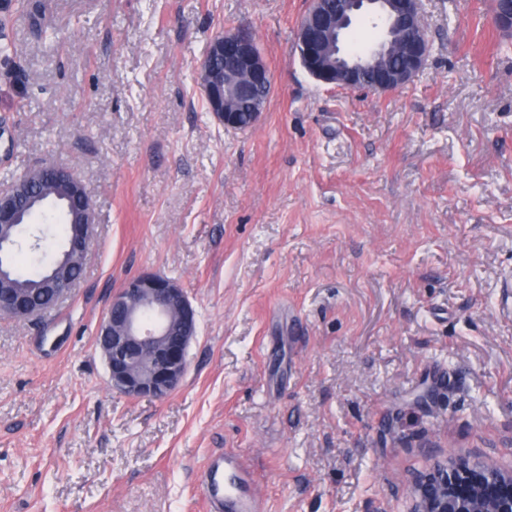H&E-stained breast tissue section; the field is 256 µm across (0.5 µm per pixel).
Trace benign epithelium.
Listing matches in <instances>:
<instances>
[{"label": "benign epithelium", "instance_id": "obj_1", "mask_svg": "<svg viewBox=\"0 0 512 512\" xmlns=\"http://www.w3.org/2000/svg\"><path fill=\"white\" fill-rule=\"evenodd\" d=\"M427 0H344L334 12L326 0H310L298 25L297 50L303 68L316 81L343 89L363 87L366 72L379 59L399 55L397 68H377L369 90L394 92L425 69L431 52L426 22ZM371 13L382 22V39L363 60H351L344 51L348 26ZM496 24L512 30V0H498ZM224 57L226 68L208 66L213 54ZM200 84L217 121L226 129L241 128L237 103L249 102L251 124H256L267 97H250L252 85L271 88L269 68L253 37L243 31L227 32L213 41L200 72ZM53 179L68 189L69 199L80 202L71 216L70 234L58 250L41 287L54 289L69 278L71 266L87 257L95 238V209L90 190L72 171L55 165L38 167L13 184L0 187V258L14 247L15 230L23 219L22 202L32 196L31 186ZM12 287L9 269L0 265V315L27 319L39 312L26 306ZM198 332L197 312L179 283L157 272L129 278L113 296L98 327L103 357L112 387L134 398L161 399L182 385L188 370L187 353ZM407 512H512V471L505 472L478 459H438L412 475Z\"/></svg>", "mask_w": 512, "mask_h": 512}]
</instances>
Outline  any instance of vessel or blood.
Instances as JSON below:
<instances>
[{
    "mask_svg": "<svg viewBox=\"0 0 512 512\" xmlns=\"http://www.w3.org/2000/svg\"><path fill=\"white\" fill-rule=\"evenodd\" d=\"M200 490L208 512H268L265 500L252 487L246 459L236 453L211 458Z\"/></svg>",
    "mask_w": 512,
    "mask_h": 512,
    "instance_id": "obj_1",
    "label": "vessel or blood"
}]
</instances>
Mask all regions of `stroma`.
<instances>
[{
    "mask_svg": "<svg viewBox=\"0 0 512 512\" xmlns=\"http://www.w3.org/2000/svg\"><path fill=\"white\" fill-rule=\"evenodd\" d=\"M0 0V171L88 185L82 278L0 316V512H206L211 455L269 512H406L439 457L512 470V32L429 0L426 75L389 94L303 69L308 0ZM248 29L272 78L224 130L199 81ZM160 272L198 315L182 386L113 389V294Z\"/></svg>",
    "mask_w": 512,
    "mask_h": 512,
    "instance_id": "obj_1",
    "label": "stroma"
}]
</instances>
